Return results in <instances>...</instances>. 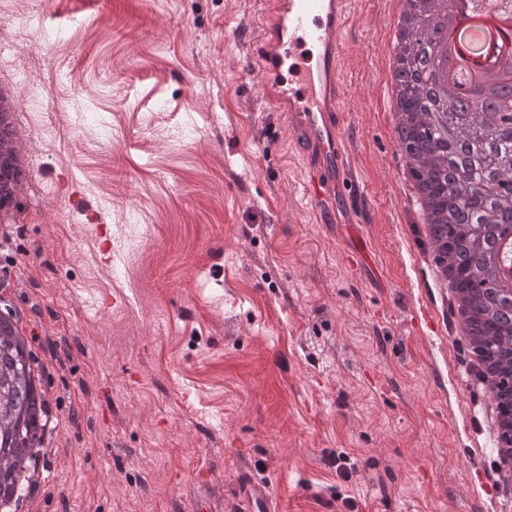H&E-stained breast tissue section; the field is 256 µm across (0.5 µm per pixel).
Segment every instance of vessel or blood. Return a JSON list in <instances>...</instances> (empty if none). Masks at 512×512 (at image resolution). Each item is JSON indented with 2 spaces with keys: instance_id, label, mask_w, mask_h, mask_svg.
Masks as SVG:
<instances>
[{
  "instance_id": "b4317fda",
  "label": "vessel or blood",
  "mask_w": 512,
  "mask_h": 512,
  "mask_svg": "<svg viewBox=\"0 0 512 512\" xmlns=\"http://www.w3.org/2000/svg\"><path fill=\"white\" fill-rule=\"evenodd\" d=\"M354 0H266L248 58L259 76L260 101L287 117L303 160L302 192L320 223L350 237L364 221L363 178L350 157L344 33ZM300 76L293 85L283 67ZM248 512H277L267 492L245 488Z\"/></svg>"
}]
</instances>
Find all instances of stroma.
Here are the masks:
<instances>
[{"label": "stroma", "instance_id": "35a3bbf8", "mask_svg": "<svg viewBox=\"0 0 512 512\" xmlns=\"http://www.w3.org/2000/svg\"><path fill=\"white\" fill-rule=\"evenodd\" d=\"M393 8L362 0L344 35L374 261L357 270L258 99L260 0H0L29 171L0 312L34 329L60 407L17 512H246L248 485L281 512H512L398 178ZM419 303L440 336L411 330Z\"/></svg>", "mask_w": 512, "mask_h": 512}]
</instances>
